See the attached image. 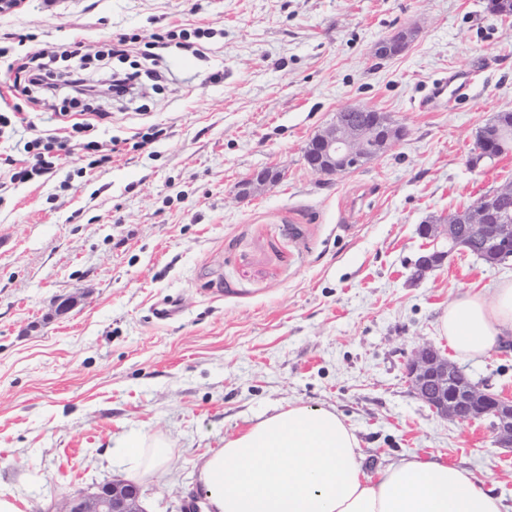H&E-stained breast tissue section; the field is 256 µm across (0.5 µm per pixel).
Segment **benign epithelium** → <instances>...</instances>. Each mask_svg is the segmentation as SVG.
Here are the masks:
<instances>
[{"label": "benign epithelium", "mask_w": 512, "mask_h": 512, "mask_svg": "<svg viewBox=\"0 0 512 512\" xmlns=\"http://www.w3.org/2000/svg\"><path fill=\"white\" fill-rule=\"evenodd\" d=\"M404 129L389 119L362 109L344 108L334 121L314 136L305 148L310 170L320 175L355 170L385 153L402 137ZM481 159L496 161L512 153V130L489 123L478 134ZM276 175L263 170L242 182L249 196L273 182ZM420 235L428 240L414 263L412 279L421 280L440 267L457 250L483 258L494 257L492 266L512 257V184L482 194L470 206L448 216L444 224H422ZM412 392L437 416L461 423L488 420L501 448H512V397L473 383L439 349L417 347L405 365ZM59 512H145L140 488L131 481L112 480L92 492L69 495Z\"/></svg>", "instance_id": "7a95c632"}]
</instances>
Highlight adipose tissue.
I'll return each mask as SVG.
<instances>
[{"instance_id":"adipose-tissue-1","label":"adipose tissue","mask_w":512,"mask_h":512,"mask_svg":"<svg viewBox=\"0 0 512 512\" xmlns=\"http://www.w3.org/2000/svg\"><path fill=\"white\" fill-rule=\"evenodd\" d=\"M438 327L458 356L484 355L512 335V281L499 282L492 297L449 303ZM172 455L166 437L135 432L112 463L138 479L160 472ZM196 482L206 512H511L471 472L431 456L367 473L343 415L299 403L225 438L201 458Z\"/></svg>"}]
</instances>
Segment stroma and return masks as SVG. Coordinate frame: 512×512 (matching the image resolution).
<instances>
[{
  "instance_id": "35a3bbf8",
  "label": "stroma",
  "mask_w": 512,
  "mask_h": 512,
  "mask_svg": "<svg viewBox=\"0 0 512 512\" xmlns=\"http://www.w3.org/2000/svg\"><path fill=\"white\" fill-rule=\"evenodd\" d=\"M177 27L207 29L203 53L172 45L146 61ZM400 31L406 48L378 58ZM16 32L59 51L82 41L92 75L135 64L140 78L134 101H90L108 120L53 173L22 184L0 163V494L57 512L119 478L116 441L144 431L173 457L139 479L142 505L179 512L203 454L301 403L335 407L368 469L435 456L512 508V450L488 422L436 416L404 372L431 344L512 396L511 338L464 359L438 335L448 303L492 297L512 260L456 252L410 279L419 224L512 181V156L466 164L480 128L512 112V16L488 0H22L0 11V35ZM117 33L136 36L125 57L99 60ZM7 64L0 112L30 123L0 137V154L20 161L56 123L10 90ZM469 71L465 98L421 108L435 80ZM348 106L386 113L405 136L356 170L313 173L308 141ZM153 126L158 142L91 167L86 140L106 153ZM269 168L276 183L238 198Z\"/></svg>"
}]
</instances>
